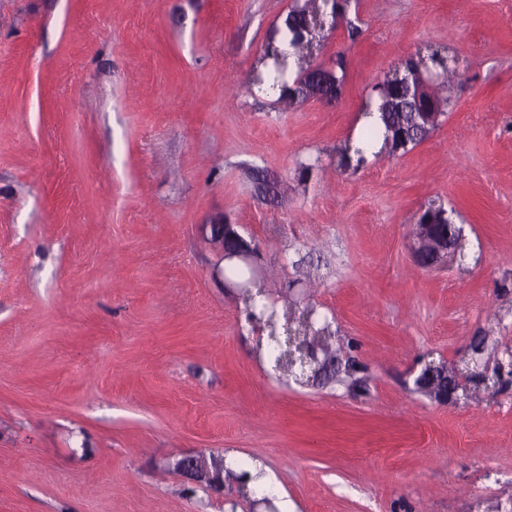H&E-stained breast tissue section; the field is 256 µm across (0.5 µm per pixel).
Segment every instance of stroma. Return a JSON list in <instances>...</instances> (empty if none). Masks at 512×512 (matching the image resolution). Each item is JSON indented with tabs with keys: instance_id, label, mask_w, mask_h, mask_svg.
Instances as JSON below:
<instances>
[{
	"instance_id": "stroma-1",
	"label": "stroma",
	"mask_w": 512,
	"mask_h": 512,
	"mask_svg": "<svg viewBox=\"0 0 512 512\" xmlns=\"http://www.w3.org/2000/svg\"><path fill=\"white\" fill-rule=\"evenodd\" d=\"M292 4L0 0V512H252L257 465L294 512H512V387L416 383L512 344V0H350L293 56L344 65L332 103L250 89ZM429 46L459 60L441 124L341 168L371 86ZM431 203L461 240L425 267ZM227 224L364 389L272 370ZM198 452L231 455L225 495L165 466ZM443 376L449 377V380L443 381L439 384V379H437L436 371H428L427 368L421 373L418 378V382L422 384V386L437 400L448 399V396H451L457 390L454 389L455 379L446 374L444 371Z\"/></svg>"
}]
</instances>
